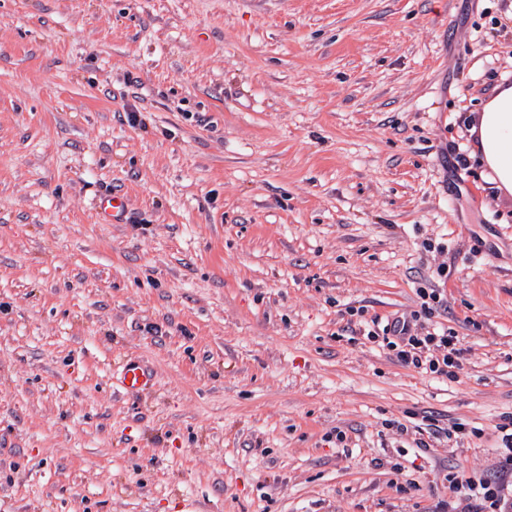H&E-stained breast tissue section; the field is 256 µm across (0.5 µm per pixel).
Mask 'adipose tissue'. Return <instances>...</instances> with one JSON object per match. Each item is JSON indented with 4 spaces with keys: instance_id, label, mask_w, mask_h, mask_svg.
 I'll list each match as a JSON object with an SVG mask.
<instances>
[{
    "instance_id": "1",
    "label": "adipose tissue",
    "mask_w": 512,
    "mask_h": 512,
    "mask_svg": "<svg viewBox=\"0 0 512 512\" xmlns=\"http://www.w3.org/2000/svg\"><path fill=\"white\" fill-rule=\"evenodd\" d=\"M470 132L476 151L494 171L499 187L512 192V89L491 99Z\"/></svg>"
}]
</instances>
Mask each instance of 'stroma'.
Listing matches in <instances>:
<instances>
[{
	"mask_svg": "<svg viewBox=\"0 0 512 512\" xmlns=\"http://www.w3.org/2000/svg\"><path fill=\"white\" fill-rule=\"evenodd\" d=\"M501 85L512 0H0V512L511 491L512 194L469 133ZM412 316L455 377L364 334ZM127 214L124 196L118 193H109L99 199L98 217L107 224L121 223ZM119 368V382L126 392H146L155 386L153 372L140 361L127 360Z\"/></svg>",
	"mask_w": 512,
	"mask_h": 512,
	"instance_id": "stroma-1",
	"label": "stroma"
}]
</instances>
